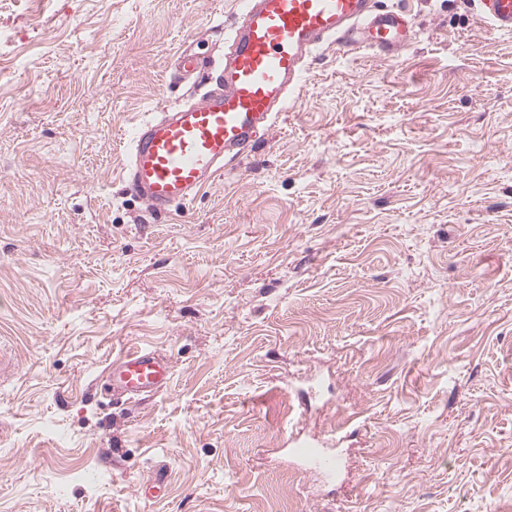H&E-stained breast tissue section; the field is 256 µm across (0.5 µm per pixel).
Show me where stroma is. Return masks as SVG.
Listing matches in <instances>:
<instances>
[{
	"label": "stroma",
	"mask_w": 512,
	"mask_h": 512,
	"mask_svg": "<svg viewBox=\"0 0 512 512\" xmlns=\"http://www.w3.org/2000/svg\"><path fill=\"white\" fill-rule=\"evenodd\" d=\"M379 4L405 50L324 46L155 214L126 134L206 89L178 55L220 59L239 0H0V512H512V37ZM131 347L174 365L135 402ZM111 369L112 396L132 400L165 388L173 365L154 351L132 349L114 358ZM294 456L304 466L319 471L326 476L332 477L336 473L338 465V454L336 448H311L310 445L302 444L298 448H292Z\"/></svg>",
	"instance_id": "stroma-1"
}]
</instances>
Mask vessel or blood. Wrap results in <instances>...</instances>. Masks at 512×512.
Here are the masks:
<instances>
[{
  "instance_id": "obj_1",
  "label": "vessel or blood",
  "mask_w": 512,
  "mask_h": 512,
  "mask_svg": "<svg viewBox=\"0 0 512 512\" xmlns=\"http://www.w3.org/2000/svg\"><path fill=\"white\" fill-rule=\"evenodd\" d=\"M494 32L512 35V0H474ZM407 14L375 0H243L225 39L214 86L190 103L141 121L125 163L128 193L161 212L189 203L265 138L299 88L306 62L326 44L395 53L411 40ZM168 358L132 349L111 364L112 392L132 400L165 388ZM303 465L334 476L332 448H295Z\"/></svg>"
}]
</instances>
